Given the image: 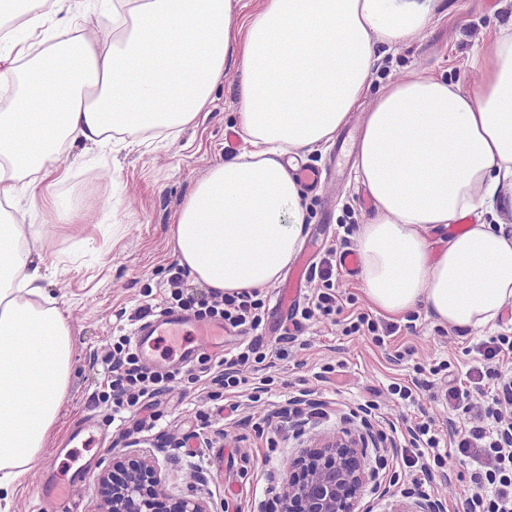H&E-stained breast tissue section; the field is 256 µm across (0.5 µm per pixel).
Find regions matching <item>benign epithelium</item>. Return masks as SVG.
Returning a JSON list of instances; mask_svg holds the SVG:
<instances>
[{"label": "benign epithelium", "instance_id": "7a95c632", "mask_svg": "<svg viewBox=\"0 0 512 512\" xmlns=\"http://www.w3.org/2000/svg\"><path fill=\"white\" fill-rule=\"evenodd\" d=\"M360 440L337 436L301 458L286 463L289 472L281 512H358L367 482V463ZM120 477L99 476L100 512H155L161 481L154 458L117 460ZM438 495L414 503L397 504L391 512H445Z\"/></svg>", "mask_w": 512, "mask_h": 512}]
</instances>
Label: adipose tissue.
I'll list each match as a JSON object with an SVG mask.
<instances>
[{
	"instance_id": "obj_1",
	"label": "adipose tissue",
	"mask_w": 512,
	"mask_h": 512,
	"mask_svg": "<svg viewBox=\"0 0 512 512\" xmlns=\"http://www.w3.org/2000/svg\"><path fill=\"white\" fill-rule=\"evenodd\" d=\"M0 18V501L10 500L53 431L70 383L71 328L44 306L53 265H32L43 234L12 209L65 182V146L103 148L114 134L176 135L197 123L241 65L247 150L211 166L180 205L179 263L219 292L274 284L296 255L305 212L283 158L332 141L372 76L376 41L419 35L425 12L390 0H112L105 22L78 0H26ZM477 91L411 77L376 100L357 174L375 201L357 246L367 295L382 311L425 304L454 327L494 326L512 303V237L482 222L512 184V31L482 61ZM478 223L431 254L422 230L467 215Z\"/></svg>"
}]
</instances>
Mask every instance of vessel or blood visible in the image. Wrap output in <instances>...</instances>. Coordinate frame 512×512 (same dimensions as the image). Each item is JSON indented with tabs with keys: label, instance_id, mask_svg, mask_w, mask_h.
I'll return each instance as SVG.
<instances>
[{
	"label": "vessel or blood",
	"instance_id": "obj_1",
	"mask_svg": "<svg viewBox=\"0 0 512 512\" xmlns=\"http://www.w3.org/2000/svg\"><path fill=\"white\" fill-rule=\"evenodd\" d=\"M308 268L307 259H300L292 269L287 281L278 291L276 304L282 316H289L299 302L300 284ZM185 336H201L209 339L215 348L224 346V325L218 321H202L192 315L172 309H163L140 320L133 332V341L141 358L147 365H154L153 352L156 342L165 339L180 347L182 363H194L198 352L196 349L182 346Z\"/></svg>",
	"mask_w": 512,
	"mask_h": 512
}]
</instances>
